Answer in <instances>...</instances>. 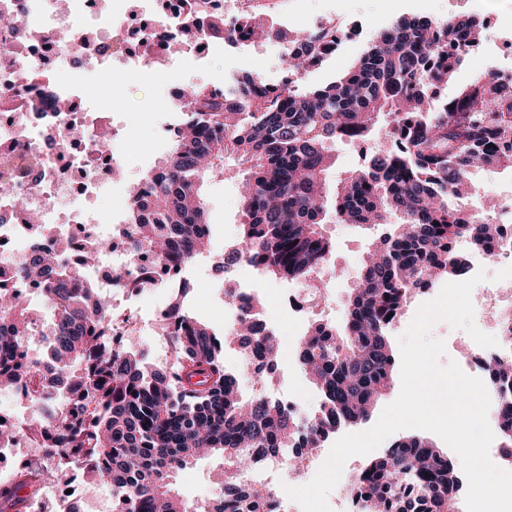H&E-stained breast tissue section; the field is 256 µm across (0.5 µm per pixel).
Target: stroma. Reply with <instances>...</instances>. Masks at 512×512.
<instances>
[{"label": "stroma", "mask_w": 512, "mask_h": 512, "mask_svg": "<svg viewBox=\"0 0 512 512\" xmlns=\"http://www.w3.org/2000/svg\"><path fill=\"white\" fill-rule=\"evenodd\" d=\"M248 13L260 16L282 32H305L316 29L326 17L335 18L343 32L335 50L322 64L299 78L304 88L322 86L345 76L366 48L370 38L380 29L401 17H429L438 21L455 15H471L478 19L493 17L494 25L485 30L481 44L466 55L454 79L435 90L438 98L452 96L472 73L485 70L488 64L512 69V56L506 46L512 43V0H250ZM282 41L271 40L250 48L213 43L203 64L179 65L173 76L144 77L128 81L120 73L103 74L93 82L84 103H97L115 114L123 123L120 135L111 144L114 153L125 155L129 163L123 169V180L135 183L163 158L166 146L158 137L159 126L169 119L168 107L178 92L190 84L230 83L238 76L250 74L267 84L279 83L287 73L281 56ZM385 141L384 126H377L370 141L340 142L336 145L335 162L330 168V184H337L358 169L375 146ZM224 177L211 178L203 185V196L210 212L212 226V259L222 258L226 249L239 238L238 180L233 158L224 161ZM324 231L336 243L332 256L335 274L329 277V299L326 320L342 324L350 290L358 276L359 261L374 237L373 231L350 224H328ZM211 261L195 265V285L188 288L185 306L192 316L224 329V275L214 274ZM261 287L269 304V315L282 325L279 343L284 351L280 369H287V351L294 349L296 326L276 308L289 282L263 276ZM220 459L195 461L177 476L176 489L185 498L212 496L214 471Z\"/></svg>", "instance_id": "35a3bbf8"}]
</instances>
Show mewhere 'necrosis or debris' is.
I'll return each instance as SVG.
<instances>
[{
	"mask_svg": "<svg viewBox=\"0 0 512 512\" xmlns=\"http://www.w3.org/2000/svg\"><path fill=\"white\" fill-rule=\"evenodd\" d=\"M186 0H143L149 18L131 25L130 0H0V14H20L25 37L17 39L10 31L0 30V97L9 98L1 109L0 182L14 183L25 197L30 210L38 213V224H29L16 212L12 198L0 196V260H23L32 247L64 251L67 263L80 261L87 233L98 238L115 239L120 244L118 261L98 263L90 271L97 288L108 293L113 303L135 304L142 292L160 285L183 281L187 268L163 271L152 268L147 253L132 252L130 247L129 189L114 176L122 163L112 152H98L97 140L102 132L119 130L111 113L99 107H81L83 87L98 73L120 68L127 78L138 79L152 69L154 59L146 51L150 36L161 25L174 26L182 19ZM96 23L102 51L92 50L79 30L86 19ZM74 30L76 39L55 47L49 46V34ZM32 87L34 95H46L48 104L30 111L21 91ZM67 110H59L58 102ZM26 158L39 162L42 175L27 181L17 177L12 161ZM110 201L108 218H101L93 204L101 198ZM145 268L139 288L120 282L124 268ZM479 325H490L497 334L491 348L468 341L460 352L459 362L475 375H483L488 361L499 359L512 363V336L504 335L499 315L512 311V296L500 290L480 289L473 297ZM46 468L67 466L68 486L42 485L33 501L34 512H85L86 494H93L101 512H119L111 492L99 485L87 484L85 475L94 468L87 458L46 456Z\"/></svg>",
	"mask_w": 512,
	"mask_h": 512,
	"instance_id": "necrosis-or-debris-1",
	"label": "necrosis or debris"
}]
</instances>
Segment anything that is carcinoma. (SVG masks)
I'll list each match as a JSON object with an SVG mask.
<instances>
[{"label": "carcinoma", "mask_w": 512, "mask_h": 512, "mask_svg": "<svg viewBox=\"0 0 512 512\" xmlns=\"http://www.w3.org/2000/svg\"><path fill=\"white\" fill-rule=\"evenodd\" d=\"M249 14L229 27L214 16L201 22L187 10L180 29H163L148 50L174 44L257 38ZM482 24L472 17L400 18L375 34L353 69L339 80L303 91L293 80L274 91L250 75L217 93L209 86L179 92L182 127L160 163L130 187L128 221L135 246L153 263L183 267L210 254L205 178L224 176V159L242 167L240 237L224 263H252L283 280L306 282L328 266L335 245L323 225H387L372 240L342 329L314 322L297 343L295 361L321 396L320 416L307 433L279 400L245 398L240 376L224 366V340L212 326L169 309L162 330L172 332L173 362L158 366L139 350L107 340L109 302L86 273L56 253L33 248L11 277L39 285L51 309L53 353L67 374L66 392L81 423L47 414L52 401L39 360L18 363L25 341L42 332L24 301L0 279V389L21 381L24 396L41 406L26 431L47 434L45 452L106 459L89 474L112 490L123 512H196L174 488L176 473L201 456L223 458V492L215 512H276V494L244 487L241 473L300 440L294 460L323 447L339 429L366 420L396 378L389 331L411 293L439 281L467 279L463 246L509 250L485 207L466 208L471 175L512 169V81L474 73L441 103L433 89L454 78ZM333 30L293 38L303 49L290 57L296 77L318 66L314 47ZM392 147L381 146L365 165L331 188L325 174L339 139L366 140L380 121ZM237 339L253 358L274 367L278 341L253 313H244ZM488 389L512 394V364L489 371ZM512 443V403L496 419ZM64 469L27 466L0 482V512H29L37 486L65 484ZM359 512H459L460 469L432 442L394 441L347 481Z\"/></svg>", "instance_id": "carcinoma-1"}]
</instances>
